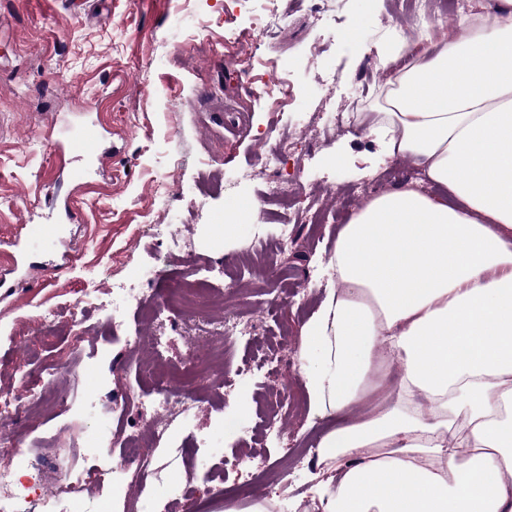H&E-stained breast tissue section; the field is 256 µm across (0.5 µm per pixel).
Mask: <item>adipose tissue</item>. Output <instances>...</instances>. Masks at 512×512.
Wrapping results in <instances>:
<instances>
[{
    "label": "adipose tissue",
    "mask_w": 512,
    "mask_h": 512,
    "mask_svg": "<svg viewBox=\"0 0 512 512\" xmlns=\"http://www.w3.org/2000/svg\"><path fill=\"white\" fill-rule=\"evenodd\" d=\"M377 52L411 60L364 137L450 196L403 184L336 236L302 328L310 414L333 423L308 492L324 512H512V0Z\"/></svg>",
    "instance_id": "1"
}]
</instances>
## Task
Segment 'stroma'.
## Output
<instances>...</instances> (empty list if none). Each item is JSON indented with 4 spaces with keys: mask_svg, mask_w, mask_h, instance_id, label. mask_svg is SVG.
Instances as JSON below:
<instances>
[{
    "mask_svg": "<svg viewBox=\"0 0 512 512\" xmlns=\"http://www.w3.org/2000/svg\"><path fill=\"white\" fill-rule=\"evenodd\" d=\"M282 16L279 32L262 35L268 8ZM410 14L397 0H326L316 16L310 0H86L72 13L65 0H0V243L21 224L55 222L60 206L73 202L65 228L80 249L72 265L44 279L57 244L25 252V288L18 305L0 309V389L23 395L20 376L44 365L77 369L74 383L85 408L57 410L21 420L17 440L41 456L49 473H82L98 466L100 435L127 429L125 417L101 411L99 400L114 383L149 392L148 374L131 365L114 324L140 322L122 299L115 280L140 282L157 272L176 281L222 265L235 269L248 251L275 252L276 269L263 263L240 274L237 296L251 334L224 349L221 396L198 392V417L173 423L156 452L158 475L189 480L196 512H245L243 492L273 498L276 512L313 505L304 469L287 483L266 486L257 476L291 453L317 446L328 424L309 419L301 365L257 370V336L288 330V351L300 354L301 325L315 311L329 283L326 266L337 232L362 200L353 187L382 193L421 180L410 162L384 158L363 137L361 119L377 112L390 72L372 45L389 28L414 40ZM359 30V46L345 42ZM268 75L267 92L250 87ZM289 85L279 101L277 84ZM358 111H350L351 101ZM106 116L101 148L107 163L89 171L83 184L71 178L86 164L85 152H60L84 123ZM317 116L310 131L305 122ZM372 154L367 176L360 165L337 167L335 148ZM292 176L288 204L270 196L280 174ZM254 202L244 226L246 249L225 248L224 209ZM329 220L312 223L316 209ZM293 223L294 238L280 247V225ZM178 229L182 249L169 246ZM82 304L87 330L72 327ZM287 389L279 432L259 437L254 426L268 389ZM255 447L248 465L220 478L223 462L241 446ZM167 488L134 499L113 494L111 482L73 487L72 499L87 512H179Z\"/></svg>",
    "mask_w": 512,
    "mask_h": 512,
    "instance_id": "obj_1",
    "label": "stroma"
}]
</instances>
